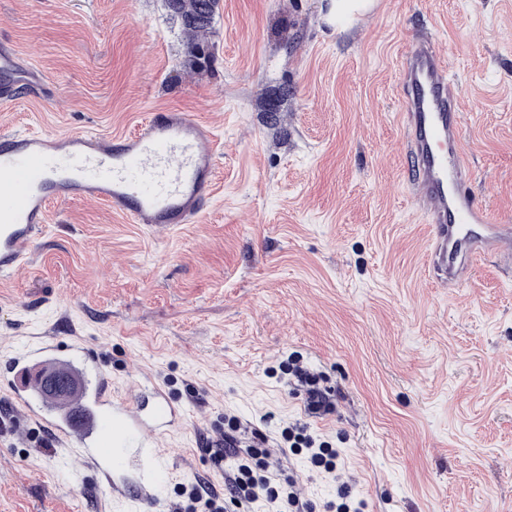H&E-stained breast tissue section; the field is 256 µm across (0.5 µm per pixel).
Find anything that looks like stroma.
Listing matches in <instances>:
<instances>
[{
  "label": "stroma",
  "mask_w": 512,
  "mask_h": 512,
  "mask_svg": "<svg viewBox=\"0 0 512 512\" xmlns=\"http://www.w3.org/2000/svg\"><path fill=\"white\" fill-rule=\"evenodd\" d=\"M333 5L218 0L195 34L167 0H0V37L55 80L0 107V128L110 136L177 109L217 142L202 223L157 233L54 201L29 267L0 278V375L29 402L0 393V512H136L7 364L47 336L87 395L103 373L126 397L141 373L179 407L156 512L193 483L223 495L203 444L228 414L272 440L306 423L337 449L332 475L272 453V481L293 478L312 512L340 475L360 512H512V262L482 259L470 288L433 282L398 118L401 52L434 30L462 88L471 191L512 217V0ZM292 355L326 376V417L287 386Z\"/></svg>",
  "instance_id": "obj_1"
}]
</instances>
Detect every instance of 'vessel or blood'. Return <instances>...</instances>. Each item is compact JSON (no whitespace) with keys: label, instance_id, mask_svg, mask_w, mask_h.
<instances>
[{"label":"vessel or blood","instance_id":"b4317fda","mask_svg":"<svg viewBox=\"0 0 512 512\" xmlns=\"http://www.w3.org/2000/svg\"><path fill=\"white\" fill-rule=\"evenodd\" d=\"M400 80L412 184L433 231L430 268L440 285L458 288L470 283L485 255L512 252V222L468 190L474 172L462 148L460 90L432 35L410 41L401 56ZM47 82L45 73L25 66L12 46L0 41L1 104L18 88ZM215 170L210 128L176 110L142 113L132 132L103 138L0 130V277L25 264L51 201L106 203L127 223L170 231L204 220ZM147 382L138 377L134 395L121 400L99 394L89 412L62 416L49 430L65 447L77 449L79 459L100 472L118 496L128 493L117 476L133 474L134 499L155 507L169 459L163 440L177 408L157 388L151 412H144L138 392Z\"/></svg>","mask_w":512,"mask_h":512}]
</instances>
